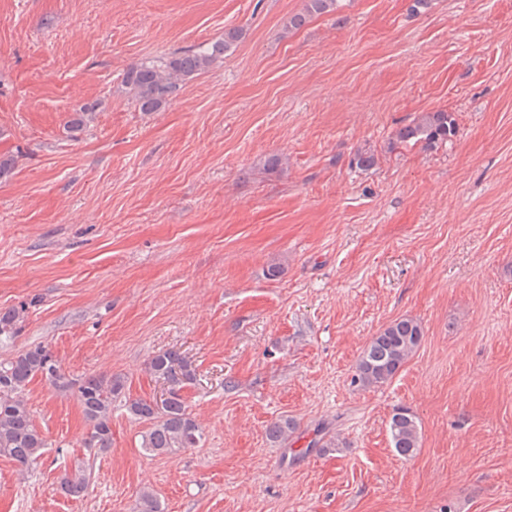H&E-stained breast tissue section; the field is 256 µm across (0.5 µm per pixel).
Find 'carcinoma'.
I'll list each match as a JSON object with an SVG mask.
<instances>
[{
	"label": "carcinoma",
	"mask_w": 512,
	"mask_h": 512,
	"mask_svg": "<svg viewBox=\"0 0 512 512\" xmlns=\"http://www.w3.org/2000/svg\"><path fill=\"white\" fill-rule=\"evenodd\" d=\"M337 0H306L304 11L288 19V27L297 29L308 17L329 13L336 9ZM233 28L225 32L224 40L207 47H198L172 53L166 57L145 60L130 66L123 82L135 94L141 111L155 112L165 107L185 81L209 70L217 59L239 38ZM94 106L85 104L75 110L70 128L80 131L92 116ZM458 124L451 112H425L415 116L409 124L396 131L394 143L422 145L426 150L445 145L457 136ZM377 156L372 150L358 149L349 159L351 169L369 170L376 166ZM20 311L0 310V344L13 342L20 332ZM424 336L421 324L413 318H400L381 329L364 348L356 365L352 383L364 388H379L389 383L400 368L415 354ZM147 369L157 380L166 383L168 395L158 399H126L125 408L136 421L148 425L142 434V450L150 455L170 454L180 449L194 448L203 439L201 425L188 411L184 390L196 380V369L176 350L154 355ZM41 377L62 391H73L89 427L86 440L104 452L112 443V407L125 395L126 380L121 375L90 374L70 379L52 352L42 346H30L0 361V456L21 466L38 460L48 447V440L34 422L25 399L30 382ZM298 423L278 419L267 428L268 438L280 445L298 431ZM387 431L391 447L402 457L413 456L420 447L421 433L417 418L407 408H397L391 415ZM338 448L336 440H324V435L312 439L302 454L316 450L322 454ZM89 476L81 465L65 471L57 490L79 497L87 489ZM139 512H160L153 491L139 493Z\"/></svg>",
	"instance_id": "carcinoma-1"
}]
</instances>
